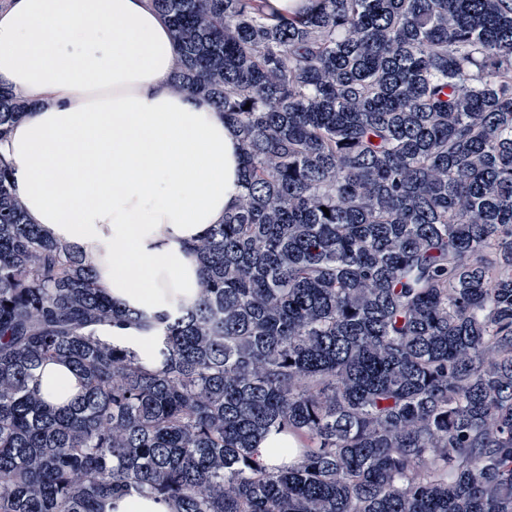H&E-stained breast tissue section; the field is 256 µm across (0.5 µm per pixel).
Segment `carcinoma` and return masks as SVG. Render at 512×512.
Segmentation results:
<instances>
[{
	"mask_svg": "<svg viewBox=\"0 0 512 512\" xmlns=\"http://www.w3.org/2000/svg\"><path fill=\"white\" fill-rule=\"evenodd\" d=\"M266 2L153 0L241 140L195 302L118 308L0 157V512H512V0ZM132 324L158 368L96 335ZM35 382L45 401L54 406L67 404L81 390L72 368L61 362H50L38 368ZM105 512H170L168 503L155 498L128 496L108 501Z\"/></svg>",
	"mask_w": 512,
	"mask_h": 512,
	"instance_id": "cac0c4a2",
	"label": "carcinoma"
}]
</instances>
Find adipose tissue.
<instances>
[{
	"instance_id": "adipose-tissue-1",
	"label": "adipose tissue",
	"mask_w": 512,
	"mask_h": 512,
	"mask_svg": "<svg viewBox=\"0 0 512 512\" xmlns=\"http://www.w3.org/2000/svg\"><path fill=\"white\" fill-rule=\"evenodd\" d=\"M178 45L152 0H7L0 84L33 112L0 139L28 223L79 248L113 303L150 314L194 301V243L241 192L238 136L175 92ZM49 404L80 390L72 368L35 372Z\"/></svg>"
}]
</instances>
